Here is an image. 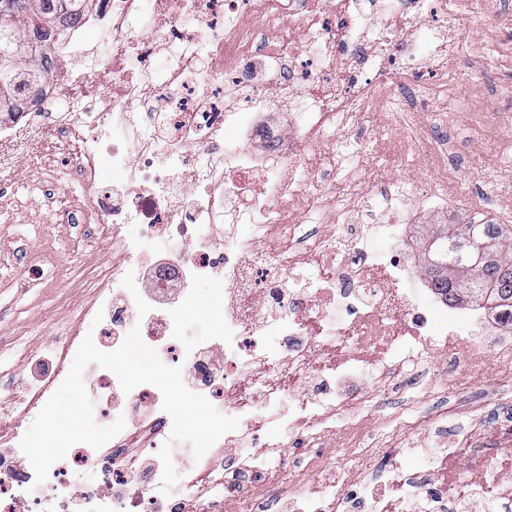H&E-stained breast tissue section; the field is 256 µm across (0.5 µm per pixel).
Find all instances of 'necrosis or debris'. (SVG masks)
<instances>
[{"label": "necrosis or debris", "instance_id": "necrosis-or-debris-1", "mask_svg": "<svg viewBox=\"0 0 512 512\" xmlns=\"http://www.w3.org/2000/svg\"><path fill=\"white\" fill-rule=\"evenodd\" d=\"M464 5L86 0L36 101L22 111L34 143L58 149L68 178L87 189L67 201L46 183L56 223L80 226L87 242L111 239L113 253L93 260L80 252L77 268L92 298L73 308L29 372L0 380V512H223L227 502L234 512H266L275 492L292 512H378L315 448L339 432L331 423L348 407L356 379L368 372L399 383L402 356L415 349L450 364L453 391L512 351L478 338L457 347L456 331L438 318L439 300L400 290L401 253L366 244L372 233L399 236L404 213L432 203L398 180L360 186L358 131L378 115V89L390 88L420 123L419 143L441 169L453 166L447 126L421 118L459 53ZM91 26L99 38L86 46ZM327 141V157L307 155L306 145ZM325 161L343 164V186L306 177ZM105 168L112 184L99 179ZM309 194L332 233L298 236L294 211ZM133 223L182 244L155 263L151 287L140 291L151 306L142 317L121 285L141 259L140 241L119 233ZM312 262L317 272L298 277ZM216 269L224 273L217 291L224 316L210 323L208 344L187 346L181 313L197 302L193 282ZM99 312L100 350L118 348L130 319L140 317L143 341L165 365L181 368L186 387L239 420L202 458L201 471L185 473L183 497L159 490L158 450L169 423L161 392L151 385L123 392L106 369L98 377L102 419L111 424L125 405L121 444L74 445L41 484L19 447L24 421L62 383L84 321ZM243 438L253 451L228 471L229 445ZM266 438L298 442L316 480L272 488L280 463L260 453ZM491 461L475 458L460 485L412 471L389 452L375 466L415 512H471L473 503L512 498V472L489 477ZM85 468L92 480L79 479Z\"/></svg>", "mask_w": 512, "mask_h": 512}]
</instances>
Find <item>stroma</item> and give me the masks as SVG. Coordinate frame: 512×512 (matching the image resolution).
Wrapping results in <instances>:
<instances>
[{
    "instance_id": "1",
    "label": "stroma",
    "mask_w": 512,
    "mask_h": 512,
    "mask_svg": "<svg viewBox=\"0 0 512 512\" xmlns=\"http://www.w3.org/2000/svg\"><path fill=\"white\" fill-rule=\"evenodd\" d=\"M463 27L458 59L448 72L447 85L431 101L430 117L447 121L459 146V177L468 182L471 195L482 198L486 219L500 224L503 201L512 195V0H473ZM361 137L360 163L367 181L400 179L418 193L442 183L441 172L412 139L408 127L370 125ZM473 215V209L455 196L448 197L440 209L422 214L408 242L417 261L411 274L422 271L423 239L431 225L466 221ZM37 224L46 225L47 246L62 270L56 288H24L18 282L20 248L34 242ZM76 246L74 226L50 223L27 159H19L9 174L0 173V364L23 369L27 353L43 349L70 308L87 301L89 291L74 270ZM447 384V371L434 365L411 377L400 391L371 375H361L355 385L362 400L350 407L362 423L361 432L333 454L341 481L354 480V467L371 469L367 455L371 448L406 449L408 465L426 471L439 434L422 429L409 435L403 423L447 404L461 408L471 401L472 387L461 385L447 397L442 393ZM480 390L488 404L471 412L468 422L489 433L498 405L512 402V383L488 377Z\"/></svg>"
}]
</instances>
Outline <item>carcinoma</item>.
Wrapping results in <instances>:
<instances>
[{"mask_svg":"<svg viewBox=\"0 0 512 512\" xmlns=\"http://www.w3.org/2000/svg\"><path fill=\"white\" fill-rule=\"evenodd\" d=\"M8 26L0 25V99L32 92L51 70L53 36L80 0H22ZM424 275L452 302L471 304L512 329V226L473 220L435 224L427 235Z\"/></svg>","mask_w":512,"mask_h":512,"instance_id":"1","label":"carcinoma"}]
</instances>
